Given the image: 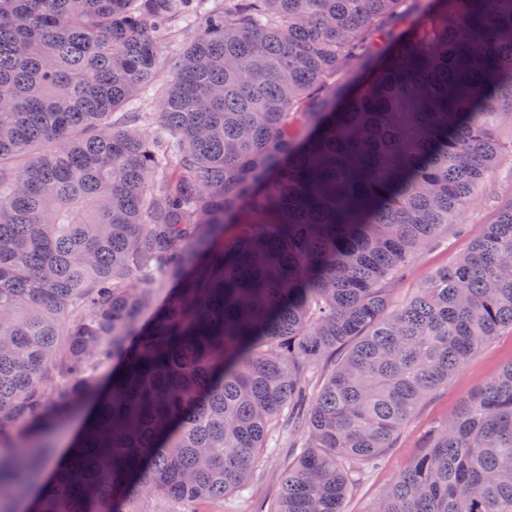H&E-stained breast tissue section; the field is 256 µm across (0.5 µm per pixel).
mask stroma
I'll return each instance as SVG.
<instances>
[{"label": "stroma", "mask_w": 512, "mask_h": 512, "mask_svg": "<svg viewBox=\"0 0 512 512\" xmlns=\"http://www.w3.org/2000/svg\"><path fill=\"white\" fill-rule=\"evenodd\" d=\"M512 201V159L503 158L490 183L467 207V221L449 225L431 247L421 252L408 266L405 276L392 297L400 304L412 296L424 278L444 268L460 253L467 251L487 224L494 221L499 207ZM512 361V331L503 330L481 351L468 360L421 406L416 419L399 433L393 448L381 456L378 467L364 474L349 491L344 512H371L383 490L399 472L412 465L425 449L428 438L483 387L502 365ZM289 448L276 449L264 458L256 473L253 495L248 503L234 496L216 499L203 506L204 512H270L278 497L280 478L288 464Z\"/></svg>", "instance_id": "35a3bbf8"}]
</instances>
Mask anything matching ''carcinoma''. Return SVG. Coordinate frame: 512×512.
<instances>
[{
	"mask_svg": "<svg viewBox=\"0 0 512 512\" xmlns=\"http://www.w3.org/2000/svg\"><path fill=\"white\" fill-rule=\"evenodd\" d=\"M208 2L0 0V496L34 487L22 512H199L285 441L273 512H343L512 329V201L392 303L512 149V0H431L378 56L408 0ZM191 17L154 111L129 110ZM374 512H512V362ZM81 417L75 416L70 421L60 424L54 430H52L48 435L43 438V441L55 446L57 452H60L62 448L68 444L71 440L74 432L78 428L80 424Z\"/></svg>",
	"mask_w": 512,
	"mask_h": 512,
	"instance_id": "cac0c4a2",
	"label": "carcinoma"
}]
</instances>
